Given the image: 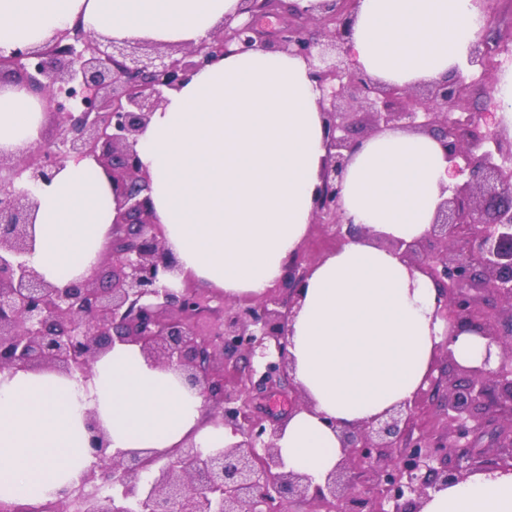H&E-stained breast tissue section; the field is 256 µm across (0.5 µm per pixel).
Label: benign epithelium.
Segmentation results:
<instances>
[{
    "mask_svg": "<svg viewBox=\"0 0 512 512\" xmlns=\"http://www.w3.org/2000/svg\"><path fill=\"white\" fill-rule=\"evenodd\" d=\"M359 0H323L309 8L283 0H240L245 19L226 20L199 43L161 52L143 40L95 36L81 22L55 33L41 48L0 55V75H16L51 111L57 137L0 161V374L50 369L85 381L96 360L115 344L137 345L151 364L178 373L204 400L212 420L240 440L215 451L186 441L170 455L112 454L92 413L86 429L93 465L64 498L32 507L0 505V512H277L294 499L346 512H421L430 493L473 472V449L483 410L512 423V136L489 112H464L470 84L459 70L427 84L426 93L381 84L355 70L345 46ZM282 15L269 35L259 21ZM273 46L305 60L321 90L328 156L314 199L313 223L343 225L344 173L360 139L351 133L352 100L369 109L370 134L390 129L428 133L445 159L466 178L439 206L419 240H395L409 266L437 287L435 316L449 327L446 343L474 332L499 349L496 366L456 362L433 366L432 399L453 423L451 441L411 438L420 398L396 405L357 427L339 429L344 458L322 483L288 471L276 447L283 420L253 412L256 396L295 390L287 336L310 264L289 257L276 288L286 297L225 302L224 328L201 331L200 295L169 280L178 263L165 247L155 217L151 178L138 137L177 89L218 59ZM467 65L497 67L491 41L471 44ZM92 158L106 174L112 225L100 263L65 285L29 265L33 192L70 159ZM440 244L429 252L426 242ZM508 305L509 328L499 323ZM377 467L358 483L352 474Z\"/></svg>",
    "mask_w": 512,
    "mask_h": 512,
    "instance_id": "1",
    "label": "benign epithelium"
}]
</instances>
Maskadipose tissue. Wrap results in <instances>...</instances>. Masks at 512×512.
I'll list each match as a JSON object with an SVG mask.
<instances>
[{"label": "adipose tissue", "instance_id": "ef3b65f1", "mask_svg": "<svg viewBox=\"0 0 512 512\" xmlns=\"http://www.w3.org/2000/svg\"><path fill=\"white\" fill-rule=\"evenodd\" d=\"M238 0H0V55L44 43L82 20L116 39L190 46ZM486 17L479 0H361L347 43L354 66L400 86L463 68ZM321 92L297 56L258 48L224 57L167 91L137 146L152 178L164 242L184 274L231 300L262 296L312 222L327 155ZM44 106L25 87L0 90V155L40 135ZM456 182L430 135L386 130L359 144L341 190L360 236L315 261L291 324L288 353L307 406L277 441L286 469L323 482L344 455L335 429L370 421L412 400L442 347L476 365L485 338L446 343L437 291L388 240L424 237ZM30 265L63 285L98 264L112 198L93 159L68 160L34 196ZM94 412L112 452H166L191 439L233 442L202 398L138 346L118 344L90 381L53 371L0 374V501L38 504L78 486L93 458L85 427ZM422 512H512V472H475L433 493Z\"/></svg>", "mask_w": 512, "mask_h": 512}]
</instances>
